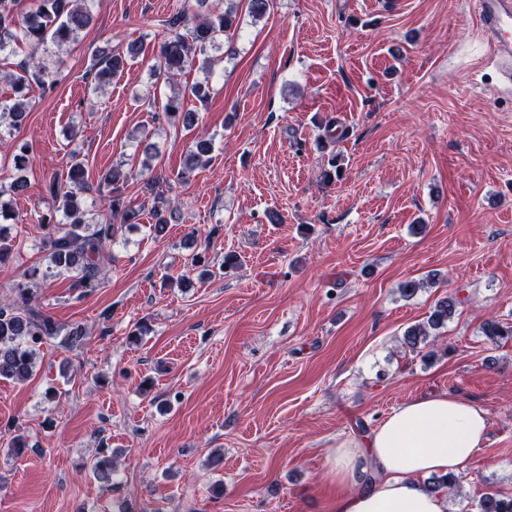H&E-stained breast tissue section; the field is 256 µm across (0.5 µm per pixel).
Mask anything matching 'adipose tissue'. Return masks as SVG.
Returning a JSON list of instances; mask_svg holds the SVG:
<instances>
[{
	"label": "adipose tissue",
	"instance_id": "1",
	"mask_svg": "<svg viewBox=\"0 0 512 512\" xmlns=\"http://www.w3.org/2000/svg\"><path fill=\"white\" fill-rule=\"evenodd\" d=\"M487 432L485 410L455 395L400 405L364 439L327 449L333 512H446L445 496L428 492L419 476L464 471Z\"/></svg>",
	"mask_w": 512,
	"mask_h": 512
}]
</instances>
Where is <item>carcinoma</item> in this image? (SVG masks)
I'll list each match as a JSON object with an SVG mask.
<instances>
[{"label": "carcinoma", "mask_w": 512, "mask_h": 512, "mask_svg": "<svg viewBox=\"0 0 512 512\" xmlns=\"http://www.w3.org/2000/svg\"><path fill=\"white\" fill-rule=\"evenodd\" d=\"M246 2V10L255 19L264 15L270 0H230V6L223 10L209 9L207 0H196L198 7L205 12L179 11L172 14L165 23L167 38L160 44L151 67V76L155 82H170L193 63L196 53H204L209 46L224 44V56L236 54V39L240 16L238 7ZM21 0H0V52L12 51L24 45L33 55L19 63L16 71L7 74L15 99L0 101V143L7 142L13 136V130L21 126L26 118V96L30 86L36 85L42 90L52 88V73L46 65L36 60L34 53L49 45L57 49L74 42L80 33L92 22L93 0H37L36 10L27 15L18 11ZM140 47L132 43L126 54L106 53L95 55L93 68L94 82L106 84L124 71L128 61L138 57ZM158 109L169 125H182L190 128L195 124L192 113L184 110V95L175 93L166 97ZM212 142L209 139H196L188 155L179 178H187L197 167L211 161ZM131 174L124 164L116 163L99 176V190L102 198L112 212V219L122 224H135L139 212L129 207L126 201V189ZM26 180L18 177L9 189L0 187V266L10 262L15 244L11 237L9 221L14 219L11 201L5 194L16 195L24 191ZM88 189V171L79 154L72 153L67 169L62 176L49 183V192L62 213V219L44 217L41 222L48 229L44 238V249L48 250L49 265L44 272L27 269L20 274V280L13 288L12 302L0 306V378L24 382L33 373L35 359L42 345L61 333H66L65 344L71 348L83 343L84 335L76 328L68 332L52 317L33 305L28 280L37 276L48 278L55 273L73 274L74 284L84 293H91L100 286L101 265L104 264L103 240L111 236L112 224L95 227L88 223L82 194ZM155 219L153 229L156 234L164 232L169 223L167 215L172 213L170 199L163 192H153L150 207ZM461 304L458 297L450 293L441 298L434 306L425 325L409 327L404 332V345L412 353H421L428 359L433 351L423 352L432 345L430 331L446 325ZM486 339L498 344L512 341V323L497 320L486 321L481 328ZM94 476L106 483L112 482L114 465L112 450L101 447L98 456L91 465ZM478 512H512V497L506 498L497 491L486 493L478 504Z\"/></svg>", "instance_id": "carcinoma-1"}]
</instances>
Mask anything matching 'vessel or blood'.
Instances as JSON below:
<instances>
[{"instance_id":"1","label":"vessel or blood","mask_w":512,"mask_h":512,"mask_svg":"<svg viewBox=\"0 0 512 512\" xmlns=\"http://www.w3.org/2000/svg\"><path fill=\"white\" fill-rule=\"evenodd\" d=\"M476 13L483 42L498 59L502 81L512 86V0H477Z\"/></svg>"}]
</instances>
